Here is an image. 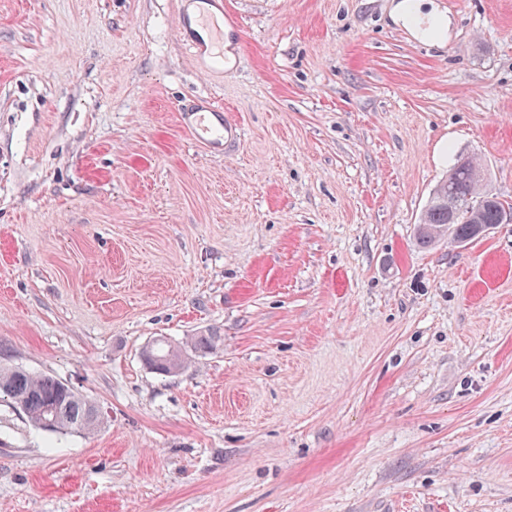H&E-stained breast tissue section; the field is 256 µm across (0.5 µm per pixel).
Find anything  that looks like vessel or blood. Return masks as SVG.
Here are the masks:
<instances>
[{"mask_svg": "<svg viewBox=\"0 0 512 512\" xmlns=\"http://www.w3.org/2000/svg\"><path fill=\"white\" fill-rule=\"evenodd\" d=\"M179 31L183 39L192 45L196 55L207 61L209 68L223 69V28H208L206 19L202 17H186L181 19ZM178 121L196 143L214 152L228 150L240 140L237 124L230 120L222 107L208 99L200 101L197 111L179 113Z\"/></svg>", "mask_w": 512, "mask_h": 512, "instance_id": "obj_1", "label": "vessel or blood"}]
</instances>
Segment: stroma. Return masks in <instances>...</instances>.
Returning a JSON list of instances; mask_svg holds the SVG:
<instances>
[{
	"instance_id": "35a3bbf8",
	"label": "stroma",
	"mask_w": 512,
	"mask_h": 512,
	"mask_svg": "<svg viewBox=\"0 0 512 512\" xmlns=\"http://www.w3.org/2000/svg\"><path fill=\"white\" fill-rule=\"evenodd\" d=\"M192 2L0 0V366L102 419L0 402V512H512V224L414 240L457 154L512 202V0H223L212 75ZM207 20L198 16V19L183 17L180 19L179 31L184 40L188 41L196 55L208 62L210 69H224V27H214L207 30L205 38L200 29L205 30ZM196 112H179L181 127L198 144L214 152L227 151L240 141L236 123L230 120L224 108L209 99H202ZM152 352L162 363L161 369H156V372L154 371L159 375L165 376L168 374L170 360L172 357L180 358V368L183 369L185 367L187 358L179 346L169 344L166 341H157L156 343L152 344ZM5 397L14 404L20 403L37 428L43 419L54 415L56 405L59 409L57 428L47 432H89L100 418L95 402L72 393L61 380L46 374L36 375L20 367L0 368V399Z\"/></svg>"
}]
</instances>
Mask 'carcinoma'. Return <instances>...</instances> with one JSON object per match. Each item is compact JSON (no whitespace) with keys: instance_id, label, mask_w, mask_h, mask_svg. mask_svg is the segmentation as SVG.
Wrapping results in <instances>:
<instances>
[{"instance_id":"1","label":"carcinoma","mask_w":512,"mask_h":512,"mask_svg":"<svg viewBox=\"0 0 512 512\" xmlns=\"http://www.w3.org/2000/svg\"><path fill=\"white\" fill-rule=\"evenodd\" d=\"M481 166L474 156H461L429 195L417 229L416 242L427 249L441 240L434 233L437 228L453 225L450 243L465 246L479 237L480 224H497L502 212L512 210V204L501 200L492 189L475 178L474 170ZM153 354L162 366L159 375L168 374L170 360L180 358L185 367L186 356L179 346L166 341L152 344ZM20 404L33 425L37 426L59 409L56 431L89 432L99 422L100 412L95 402L71 392L64 383L50 375H36L20 367L0 368V399Z\"/></svg>"}]
</instances>
